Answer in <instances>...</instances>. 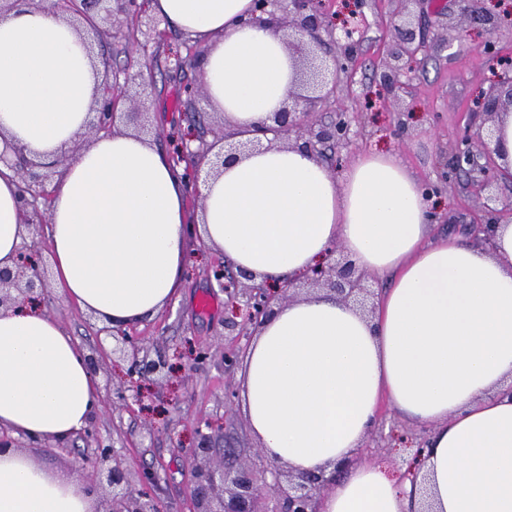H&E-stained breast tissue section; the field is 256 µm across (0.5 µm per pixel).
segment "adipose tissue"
I'll list each match as a JSON object with an SVG mask.
<instances>
[{
	"label": "adipose tissue",
	"mask_w": 512,
	"mask_h": 512,
	"mask_svg": "<svg viewBox=\"0 0 512 512\" xmlns=\"http://www.w3.org/2000/svg\"><path fill=\"white\" fill-rule=\"evenodd\" d=\"M205 48L202 82L232 128L250 129L296 89L282 36L249 22L252 0H151ZM102 64L62 18L0 16V136L56 159L83 133ZM186 208L184 168L126 131L90 139L59 171L47 213L56 292L101 321L162 312L188 262L190 224L252 274L286 284L339 243L386 278L372 318L317 294L260 325L241 373L251 435L298 472L345 463L318 512H416L420 486L356 458L381 401L430 425L421 466L438 512H512V224L493 250L450 236L427 242L434 201L392 154H360L340 175L302 150L271 147L227 165ZM28 226L19 179L0 163V267ZM100 391L67 328L18 298L0 308V428L63 440L100 410ZM75 477L0 448V512H97Z\"/></svg>",
	"instance_id": "obj_1"
}]
</instances>
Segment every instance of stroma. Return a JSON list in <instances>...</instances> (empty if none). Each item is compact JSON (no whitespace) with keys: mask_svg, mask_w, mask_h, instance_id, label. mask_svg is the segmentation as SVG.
Instances as JSON below:
<instances>
[{"mask_svg":"<svg viewBox=\"0 0 512 512\" xmlns=\"http://www.w3.org/2000/svg\"><path fill=\"white\" fill-rule=\"evenodd\" d=\"M393 10L392 0H364L363 17L358 22L361 42L348 70L338 72L316 119L349 113L351 132L338 149L344 162L373 149L396 153L438 199L431 215L433 236L469 237L473 224L486 223L493 214L500 223L511 224L512 182L498 180L489 190L477 193L466 178L446 182L444 171L456 139L479 122L472 112L475 97L495 82L486 47L491 44L497 52L512 55V26L504 24L491 33L476 23L450 48L418 55L412 69L400 77L401 104L395 107L382 100L378 81L390 47ZM105 42L111 66L139 77L138 83L115 87L122 97L117 128L143 130L170 156L194 118H201L209 128L223 126L222 115L211 109L206 98H192L184 91L185 86L201 83L204 48L199 42L149 9L139 22L111 29ZM134 95L142 101L137 116L128 112V99ZM189 249L191 261L177 295L160 314L130 328L131 335L166 357H178L176 370L160 381L139 382L134 389L136 398L128 407L102 409L89 423L100 438L121 448L125 467L138 470L149 466L158 472L172 512L192 509L191 459L199 425L212 424L215 445L223 449L225 463L245 456L255 444L240 399H224L226 390L240 388L238 378L228 377L224 370V354L247 351L252 337L232 335L224 326L229 315L227 297L212 276L222 254L197 238L190 239ZM205 296L213 301L206 312L199 308ZM46 311L66 325L82 348L95 345L96 322L88 312L55 294ZM189 343L207 350L202 363L179 357V350ZM427 434V428L383 405L379 425L364 441L362 457L402 475L410 459L408 438ZM18 446L50 472L74 475L85 483L96 477L86 445L79 438L61 444L22 438Z\"/></svg>","mask_w":512,"mask_h":512,"instance_id":"35a3bbf8","label":"stroma"}]
</instances>
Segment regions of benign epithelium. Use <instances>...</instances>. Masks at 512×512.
<instances>
[{
  "label": "benign epithelium",
  "instance_id": "obj_1",
  "mask_svg": "<svg viewBox=\"0 0 512 512\" xmlns=\"http://www.w3.org/2000/svg\"><path fill=\"white\" fill-rule=\"evenodd\" d=\"M32 5L56 16L65 18L71 25L84 24L98 28L102 20L112 21L118 26L128 19L142 17L143 8L139 0H30ZM396 22L390 30L391 50L380 86L387 98L399 102L397 90L399 77L416 56L428 48L420 27L411 19L410 5L418 0H393ZM480 0H457L460 14L472 19L481 17L496 31L492 18L478 11ZM270 16L279 29L288 31V50L298 63L299 90L291 96L294 102H303L305 111L297 112L289 106L273 113L271 124L260 125L248 132L231 130L224 133L219 141L222 150L214 151V144L207 143L204 136L196 134L191 140L199 142L191 148L184 141L175 152L176 161L187 162L192 185H197L201 163H207L209 172H219L224 166L262 147L270 148L278 143L300 147L318 155L323 147H336L347 140L350 126L346 117L339 113L329 123H316L310 119V112L328 95L329 66L319 55L325 47L323 35H332L329 13L323 0H253L251 19L261 20ZM488 55L497 70L496 85L477 97L475 114L482 118L473 134L462 138L451 149L450 170L472 176V183L478 188L488 186L486 170L495 164L494 156L499 154L497 121L499 114L512 106V58L498 55L487 47ZM97 106L91 109L95 117L86 124V135L96 136L115 128L117 98L110 87L103 85L95 98ZM0 162L10 165L20 180V198L25 208H33L35 223L46 222V215L34 209L35 198L45 194V184L51 177L50 170L57 163L40 162L27 157L24 149L13 143H5L0 150ZM213 276L219 286L231 299V316L224 326L234 331L250 324H263L274 313L275 308L286 304L300 294L299 286H306V294L322 289L328 290L336 299L349 304L367 316L372 308L367 306L370 294V276L356 268L352 260L343 255L339 245L331 248L329 258L310 268L298 282H290L277 289L262 286L243 288L240 279L247 278L244 271L236 272L232 265H219ZM20 294L29 300L41 302L46 299V269L34 246L23 243L19 259L12 268H0V307H7ZM243 322H238V317ZM100 341H112V353L127 363L129 382L161 377L169 371L168 360L149 346L136 341L126 332L123 325H103L96 329ZM84 435L96 440L91 454L92 465L98 475L105 478L112 492L102 494L99 487L88 486L89 493L100 495L101 512H170L165 501L160 479L147 468L131 471L122 466L120 449L98 439L89 429ZM199 440L196 455L203 462L194 470L195 487L192 493L193 512H262L257 504L262 490L279 492V506L276 512H317L318 495L336 478L339 469L331 472H295L285 466H263L253 468L243 465L235 471L218 470L211 465L214 452L212 435L198 431Z\"/></svg>",
  "mask_w": 512,
  "mask_h": 512
}]
</instances>
